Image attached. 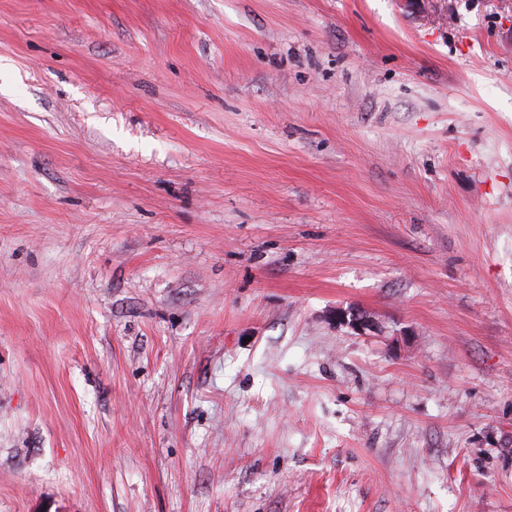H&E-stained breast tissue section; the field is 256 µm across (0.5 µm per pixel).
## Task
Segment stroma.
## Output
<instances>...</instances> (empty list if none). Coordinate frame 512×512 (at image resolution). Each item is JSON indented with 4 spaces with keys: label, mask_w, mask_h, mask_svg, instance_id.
<instances>
[{
    "label": "stroma",
    "mask_w": 512,
    "mask_h": 512,
    "mask_svg": "<svg viewBox=\"0 0 512 512\" xmlns=\"http://www.w3.org/2000/svg\"><path fill=\"white\" fill-rule=\"evenodd\" d=\"M0 512H512V0H0ZM336 325L345 326L358 335H371L379 330L378 323L372 316L362 312L337 309L335 314Z\"/></svg>",
    "instance_id": "35a3bbf8"
}]
</instances>
